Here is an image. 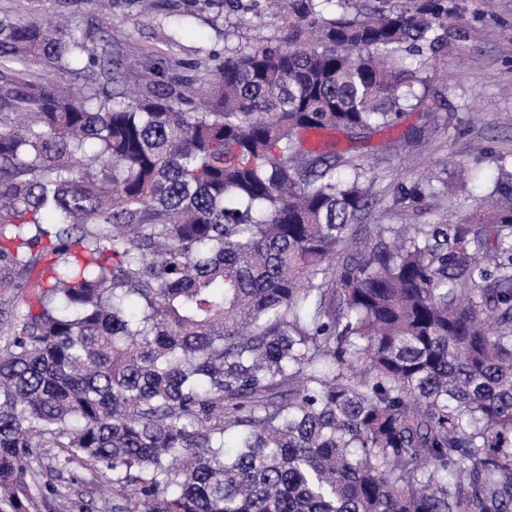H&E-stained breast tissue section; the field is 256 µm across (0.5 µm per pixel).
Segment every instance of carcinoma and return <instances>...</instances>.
Listing matches in <instances>:
<instances>
[{
	"mask_svg": "<svg viewBox=\"0 0 512 512\" xmlns=\"http://www.w3.org/2000/svg\"><path fill=\"white\" fill-rule=\"evenodd\" d=\"M269 4L277 34L191 62L0 14L9 512L74 460L112 512H512V170L467 213L360 227L336 150L445 105L465 7Z\"/></svg>",
	"mask_w": 512,
	"mask_h": 512,
	"instance_id": "1",
	"label": "carcinoma"
}]
</instances>
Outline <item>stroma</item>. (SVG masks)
<instances>
[{
	"instance_id": "stroma-1",
	"label": "stroma",
	"mask_w": 512,
	"mask_h": 512,
	"mask_svg": "<svg viewBox=\"0 0 512 512\" xmlns=\"http://www.w3.org/2000/svg\"><path fill=\"white\" fill-rule=\"evenodd\" d=\"M468 11L479 14L468 41L448 51L447 104L436 112H410L387 135L368 139L347 136L340 150L348 152L366 168L376 202L364 216L376 223L388 207L394 188L425 174H448L456 178L467 167L465 188L450 190L447 197H424L409 212L413 224L435 222L445 210H468L485 196L497 175L499 154H512V0H465ZM0 12L28 22L40 17L75 13L82 25H107L112 36L133 55L153 52L188 61L201 49H223L224 45L251 44L258 35H274L276 24L264 32L230 27L225 19L208 10L184 16L171 9L140 14L122 0H87L74 8L71 0H0ZM419 127H429L435 138L413 152L398 151L379 156L382 138H396ZM63 496L52 501V512H69L71 500L83 499L89 512H100L103 501L89 475L72 467L63 475Z\"/></svg>"
}]
</instances>
